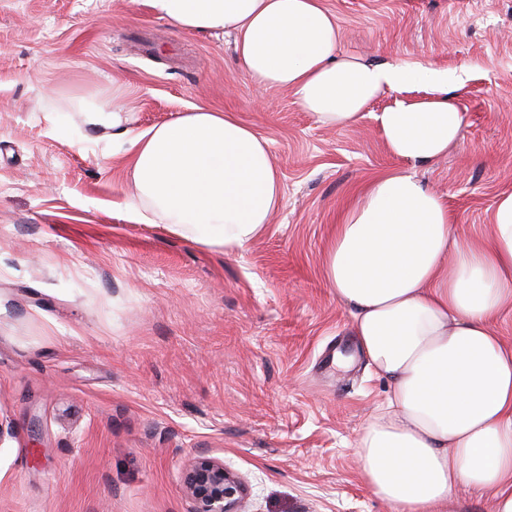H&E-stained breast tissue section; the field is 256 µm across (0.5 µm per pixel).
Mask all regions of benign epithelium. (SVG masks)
Masks as SVG:
<instances>
[{
    "mask_svg": "<svg viewBox=\"0 0 512 512\" xmlns=\"http://www.w3.org/2000/svg\"><path fill=\"white\" fill-rule=\"evenodd\" d=\"M182 483L190 512H244L247 487L222 458L197 456L185 467Z\"/></svg>",
    "mask_w": 512,
    "mask_h": 512,
    "instance_id": "1",
    "label": "benign epithelium"
}]
</instances>
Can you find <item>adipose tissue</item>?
I'll list each match as a JSON object with an SVG mask.
<instances>
[{"label":"adipose tissue","instance_id":"obj_1","mask_svg":"<svg viewBox=\"0 0 512 512\" xmlns=\"http://www.w3.org/2000/svg\"><path fill=\"white\" fill-rule=\"evenodd\" d=\"M148 4L177 28L233 35L243 76L287 90L328 127L356 122L384 90L430 87L431 98L399 100L378 117L388 150L411 165L440 161L460 137L455 73L340 52L322 0ZM82 123L129 143L135 211L196 243L240 250L279 208L269 141L233 113L196 107L138 131L115 104L87 109ZM324 274L390 384L356 445L372 493L393 512H446L464 485L493 490L491 512H512V348L492 327L512 310V194L496 202L489 236L460 238L415 175L377 174L337 224Z\"/></svg>","mask_w":512,"mask_h":512}]
</instances>
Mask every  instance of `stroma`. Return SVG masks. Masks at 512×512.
<instances>
[{
    "label": "stroma",
    "mask_w": 512,
    "mask_h": 512,
    "mask_svg": "<svg viewBox=\"0 0 512 512\" xmlns=\"http://www.w3.org/2000/svg\"><path fill=\"white\" fill-rule=\"evenodd\" d=\"M324 4L341 52L460 74V139L414 173L486 235L512 193V0ZM116 78L135 127L208 106L269 139L283 196L264 234L227 254L133 213L127 155L74 102L111 103ZM404 94L325 127L242 76L233 37L147 0H0V512H188L200 453L246 482L247 512H392L355 453L389 383L322 262L364 184L405 166L377 121Z\"/></svg>",
    "instance_id": "35a3bbf8"
}]
</instances>
